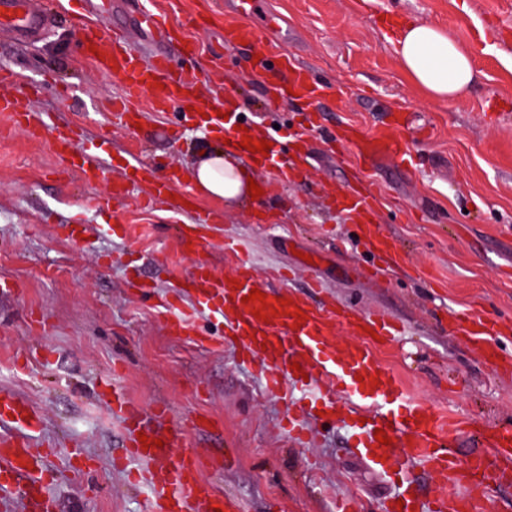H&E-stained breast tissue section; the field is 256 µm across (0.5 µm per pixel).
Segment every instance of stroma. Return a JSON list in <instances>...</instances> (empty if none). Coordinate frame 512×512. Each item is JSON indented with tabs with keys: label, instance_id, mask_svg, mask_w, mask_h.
<instances>
[{
	"label": "stroma",
	"instance_id": "35a3bbf8",
	"mask_svg": "<svg viewBox=\"0 0 512 512\" xmlns=\"http://www.w3.org/2000/svg\"><path fill=\"white\" fill-rule=\"evenodd\" d=\"M205 2L117 0L110 17L128 22L141 7L166 13L197 46L188 63L206 98L234 96L244 118L262 129L302 125L305 100L268 109L265 85L248 69L250 47L226 42L222 30L187 25ZM258 2L256 22L275 21L295 62L332 87L322 102L325 125L367 132L409 115L400 135L421 165L369 164L307 132L303 173L277 186L259 210L201 199L223 213L216 241L242 242L257 275L287 267L292 289L313 301L332 297L402 323L398 343L378 355L426 408L466 416L475 430L512 424V372L492 370L449 328L451 316L472 312L498 320L497 343L512 359V0ZM67 8L58 0V21L37 42L0 36V66L17 73L18 87H42L35 109L53 113L59 125H83L88 143L109 134L115 156L106 180L85 184L61 168L48 141H32L0 115V283L16 289L0 298V392L41 414L28 436L54 445L51 467L73 448L90 466L82 482L62 474L51 486L57 512H147L146 486L114 467L124 436L107 406L115 386L143 411L167 405L173 424L210 420V429L187 432L181 445L205 457L232 450V466L203 476L234 495L243 512H333L336 496L346 493L356 512H380L395 488L346 448L343 429L321 421L318 446L291 445L279 426L281 404L263 395L232 351L172 336L152 301L128 293L125 268L105 263L112 254L131 259L160 294L191 272L195 258L177 237L189 215L149 201L141 183L118 202L108 193L125 158L145 155L186 171L211 136L171 130V115L144 102L140 130L113 125L107 102L121 85L82 55ZM392 12L435 24L472 57L475 77L464 98L435 102L414 85L381 21ZM359 179L379 188L376 221L402 263L378 265L357 225L325 203L324 189L343 191ZM74 221L85 225V238L62 232ZM116 223L123 236L113 235ZM313 277L322 289L310 288Z\"/></svg>",
	"mask_w": 512,
	"mask_h": 512
}]
</instances>
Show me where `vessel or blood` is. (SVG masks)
Returning a JSON list of instances; mask_svg holds the SVG:
<instances>
[{
  "label": "vessel or blood",
  "instance_id": "vessel-or-blood-1",
  "mask_svg": "<svg viewBox=\"0 0 512 512\" xmlns=\"http://www.w3.org/2000/svg\"><path fill=\"white\" fill-rule=\"evenodd\" d=\"M251 0H235V16L224 23V38L230 42L263 46L262 75L269 82L271 102L298 93L307 101L310 128L321 126V102L327 86L309 69L297 66L287 49L270 46L261 28L238 17L250 13ZM50 27V14L43 0H0V32L21 43L39 40ZM168 18L157 11H142L127 25L83 26V41L93 43L99 53L95 67L117 78L122 93L112 100V114L120 125L133 129L140 114L136 104L147 99L152 111L178 110L179 125L194 124L224 133L231 143L242 139L234 101L225 98L214 103L202 97L195 71L177 67L176 54L190 50L185 41L173 39ZM147 35L156 45L151 58H144L133 42L134 33ZM37 89L0 97V112L30 138L50 135L61 165L78 172L86 183L100 182L105 176L106 145L95 150L81 148L83 131L58 129L48 112H37L33 101ZM270 144L258 167L273 170L278 181L300 174L296 166L281 162L283 154L301 153L302 137L285 143L276 134L265 136ZM347 142L357 156L377 160L388 158L401 165L412 162L407 144L390 131L366 133L352 129ZM131 181L150 187L154 200L172 198L173 186L182 172L168 167L158 172L150 163L131 160ZM337 206L353 221H359L360 236L369 248L389 262L397 260V246L386 237L374 220L380 198L368 185L351 188L336 199ZM192 223L182 225L180 244L197 254L213 245L210 235L218 226V213L199 209L190 212ZM271 287L265 288L271 312L260 319L253 314V303L246 297L257 283L248 259H240L232 277L210 273L206 262H197L190 277L168 294L157 297V306L168 314V328L195 346L208 349L232 348L237 361L251 367L262 379L267 395L284 407L282 423L295 445L306 446L318 438L309 419L324 413L348 431V447L357 449L373 467L403 476L399 505H387L386 512H486V504L496 488L512 482V426H489L479 434L486 450L468 460L452 450L454 434L433 411L410 401L395 374L377 357V347L398 341L402 325L383 313H364L345 303L311 304L301 294L274 289L279 271H271ZM303 319H296V312ZM206 312L224 325L223 336H208L197 326L199 313ZM492 320L470 314L455 318L453 333L461 335L487 364H504L505 356L495 347ZM375 338H364L365 330ZM350 335L339 343L337 332ZM300 370H293V363ZM110 409L126 433L117 466L136 461L151 469L147 512H240L238 502L218 492L203 478L201 456L179 448L182 429L166 424L169 409L156 405L151 412L135 406L124 394L113 393ZM41 423L40 414L24 401L0 396V493L18 494L21 512H55L56 502L48 488L56 477L48 469L46 451L33 448L27 433ZM385 430L391 442L379 444L376 429ZM151 448H144V441ZM436 472L447 490L424 498L416 488L418 469Z\"/></svg>",
  "mask_w": 512,
  "mask_h": 512
}]
</instances>
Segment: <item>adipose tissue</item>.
Masks as SVG:
<instances>
[{"mask_svg": "<svg viewBox=\"0 0 512 512\" xmlns=\"http://www.w3.org/2000/svg\"><path fill=\"white\" fill-rule=\"evenodd\" d=\"M395 52L402 69L432 99H460L473 82L471 57L435 25L404 24L395 42ZM244 164L241 154L226 150L216 139L200 152L190 176L204 196L224 200L230 206L239 205L250 197V174L244 171Z\"/></svg>", "mask_w": 512, "mask_h": 512, "instance_id": "1", "label": "adipose tissue"}]
</instances>
